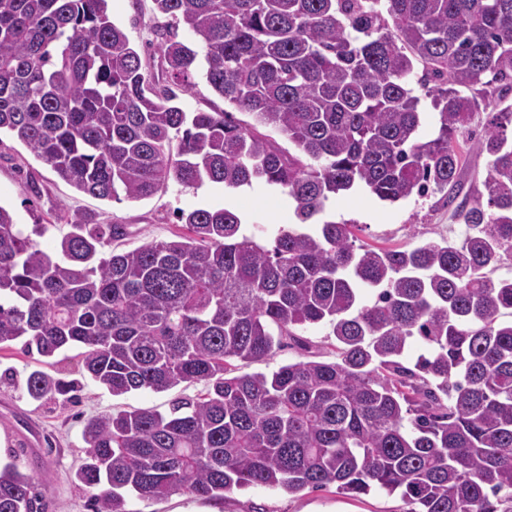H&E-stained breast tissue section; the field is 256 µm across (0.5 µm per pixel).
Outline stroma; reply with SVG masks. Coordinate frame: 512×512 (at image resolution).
<instances>
[{"mask_svg": "<svg viewBox=\"0 0 512 512\" xmlns=\"http://www.w3.org/2000/svg\"><path fill=\"white\" fill-rule=\"evenodd\" d=\"M111 21L123 29L149 68H156L154 31L166 19L154 9L153 0H108ZM487 111L473 114L463 137V165L466 185L484 191L488 159L476 143L484 135ZM35 180L39 194H32L28 180ZM0 205L11 208L18 223L48 225L41 243L53 249L66 234L68 215L81 212L99 224L126 225L128 234L115 242L116 251H128L150 241L169 240L180 225L177 210L195 208H235L242 218V231L265 246H273L279 228L296 222L295 203L280 190L261 183L247 191H227L222 185L204 182L187 188L170 182L165 191L138 201L101 200L79 192L60 179L9 133L0 134ZM326 219L350 224L358 244L365 246L411 247L424 240L461 239L465 226L441 193L410 196L394 204L378 200L359 189L336 197L326 208ZM335 349L327 327L296 330L284 347L270 360L239 363L243 373L276 370L299 361L334 359ZM33 359L19 347L0 350V372L12 369V380L0 379V460L17 451L21 470L33 473L49 502L47 512H93V489L75 481L74 473L85 458L81 432L85 419L106 412L134 409L169 413L174 401L202 392L199 384H181L166 392L135 391L111 395L91 380H84L76 403L35 401L23 389V379L33 369ZM129 512H406L400 494L381 488L356 497L343 495L336 488L307 489L291 494L281 489L254 486L225 494L223 499L202 501L176 493L157 503L128 498Z\"/></svg>", "mask_w": 512, "mask_h": 512, "instance_id": "stroma-1", "label": "stroma"}]
</instances>
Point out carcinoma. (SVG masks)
I'll use <instances>...</instances> for the list:
<instances>
[{
    "label": "carcinoma",
    "instance_id": "cac0c4a2",
    "mask_svg": "<svg viewBox=\"0 0 512 512\" xmlns=\"http://www.w3.org/2000/svg\"><path fill=\"white\" fill-rule=\"evenodd\" d=\"M153 3L171 18L155 73L107 0H0V132L100 199L262 181L296 202L298 226L268 249L230 208L182 210L185 233L116 253L126 225L76 213L50 252L32 238L47 225L29 235L0 205V347H79L80 375L114 396L205 384L168 415L86 421L75 477L99 489L94 512H129V495L330 485L398 490L407 512H512V277L494 275L512 262V107L478 143L485 201L460 196L458 140L512 90V0ZM418 67L439 116L429 139ZM198 76L251 121L178 106ZM359 185L391 203L443 192L468 232L404 249L357 246L332 221L306 229ZM322 325L335 360L238 373L234 361H266L294 329ZM414 336L428 350L410 368ZM80 385L25 378L36 401ZM47 509L33 475L0 463V512Z\"/></svg>",
    "mask_w": 512,
    "mask_h": 512
}]
</instances>
